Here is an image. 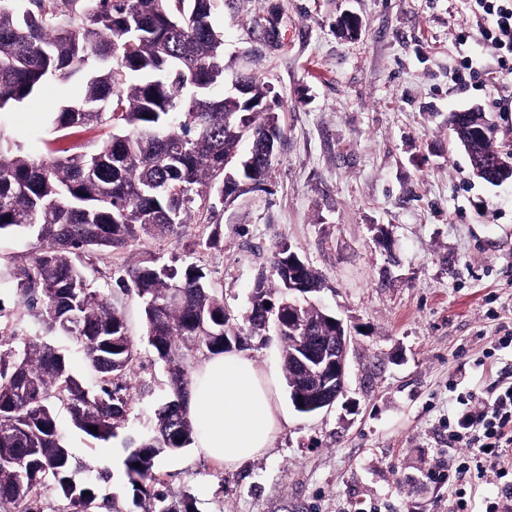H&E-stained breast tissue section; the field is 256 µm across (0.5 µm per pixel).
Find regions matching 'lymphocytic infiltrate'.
Listing matches in <instances>:
<instances>
[{
    "instance_id": "obj_1",
    "label": "lymphocytic infiltrate",
    "mask_w": 512,
    "mask_h": 512,
    "mask_svg": "<svg viewBox=\"0 0 512 512\" xmlns=\"http://www.w3.org/2000/svg\"><path fill=\"white\" fill-rule=\"evenodd\" d=\"M490 25H478L481 38L497 53L496 64L488 68L467 59L449 74L462 86L485 87L489 79L512 76V0H474ZM448 448L463 449L455 463L429 468V482L446 484L452 512H472L466 481L483 479L487 463L498 466L501 475L512 474V381H498L487 392L468 394L456 400L448 418Z\"/></svg>"
}]
</instances>
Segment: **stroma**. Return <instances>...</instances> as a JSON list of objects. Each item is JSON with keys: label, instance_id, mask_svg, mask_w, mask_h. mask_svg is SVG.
I'll list each match as a JSON object with an SVG mask.
<instances>
[{"label": "stroma", "instance_id": "stroma-1", "mask_svg": "<svg viewBox=\"0 0 512 512\" xmlns=\"http://www.w3.org/2000/svg\"><path fill=\"white\" fill-rule=\"evenodd\" d=\"M347 12L360 24L352 38L336 28ZM270 17L274 43L263 31ZM212 21L227 71L250 65L269 90L284 132L277 159L260 189L232 203H220L221 182L211 181L181 241L144 237L96 253L88 273L102 288L131 257H168L219 231L220 246L195 260L243 330L271 246L287 241L321 274L317 302L351 336L346 391L328 409L297 412L279 338L266 331L246 352L276 379L285 419L270 448L228 466L189 447L157 469L173 496L194 495L198 512H450L447 486L420 474L448 459L457 395L485 391L512 367V350L499 346L501 327H512V181L476 177L448 131L449 112L478 106L495 147L512 150V112L448 74L495 51L477 36L458 41L472 21L465 0H213ZM78 94L74 82H52L0 123L27 153L44 154L49 112ZM117 304L138 349L122 427L95 442L66 411L58 419L75 460L109 472L102 491L119 512H142L123 483L125 440L153 426L167 376L138 298Z\"/></svg>", "mask_w": 512, "mask_h": 512}]
</instances>
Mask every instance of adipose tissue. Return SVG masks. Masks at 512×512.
Returning <instances> with one entry per match:
<instances>
[{
  "instance_id": "1",
  "label": "adipose tissue",
  "mask_w": 512,
  "mask_h": 512,
  "mask_svg": "<svg viewBox=\"0 0 512 512\" xmlns=\"http://www.w3.org/2000/svg\"><path fill=\"white\" fill-rule=\"evenodd\" d=\"M188 413L193 447L228 465L268 448L280 425L270 379L236 352L211 355L197 367Z\"/></svg>"
}]
</instances>
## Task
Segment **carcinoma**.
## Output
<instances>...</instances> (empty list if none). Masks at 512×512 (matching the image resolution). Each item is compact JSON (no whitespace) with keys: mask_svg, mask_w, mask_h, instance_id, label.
<instances>
[{"mask_svg":"<svg viewBox=\"0 0 512 512\" xmlns=\"http://www.w3.org/2000/svg\"><path fill=\"white\" fill-rule=\"evenodd\" d=\"M213 0H0V111L37 96L55 80H73L78 98L50 113L54 132L106 125L108 137L91 146H47L33 156L0 125V235L37 233L26 265L0 269V291L13 293L34 324L15 327L0 302V512H45V493L56 492L62 512H113L99 472L76 478L59 428L65 409L86 436L117 435L133 397L126 382L137 349L123 313L89 276L91 254L123 251L142 238H173L209 181L240 176V143L256 158V184L268 169L260 159L269 138L283 130L267 105L268 88L246 73L251 107L224 95V41L212 24ZM480 149L491 163L482 179L499 175L493 160L511 154L486 136ZM194 251L151 255L125 266L115 288L136 295L145 336L163 363L169 397L153 431L127 443L122 470L142 512H196L195 498L173 499L158 459L193 442L186 401L188 357L242 348L274 323L288 391L306 400L290 352L296 337L320 347L336 328L310 296L323 283L282 241L273 247L276 283L256 278L245 316L246 334L230 326L224 295L193 261ZM300 305L288 322L286 301ZM46 336H65L96 377L89 385L70 358ZM97 431H91V427Z\"/></svg>","mask_w":512,"mask_h":512,"instance_id":"obj_1","label":"carcinoma"}]
</instances>
